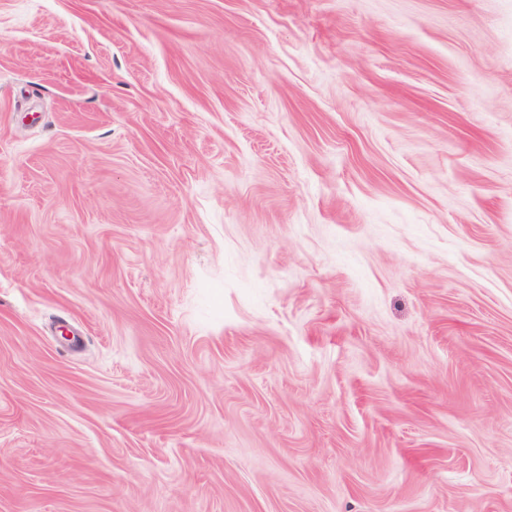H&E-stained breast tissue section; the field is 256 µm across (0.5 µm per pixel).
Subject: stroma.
<instances>
[{
    "label": "stroma",
    "mask_w": 512,
    "mask_h": 512,
    "mask_svg": "<svg viewBox=\"0 0 512 512\" xmlns=\"http://www.w3.org/2000/svg\"><path fill=\"white\" fill-rule=\"evenodd\" d=\"M0 512H512V0H0Z\"/></svg>",
    "instance_id": "1"
}]
</instances>
